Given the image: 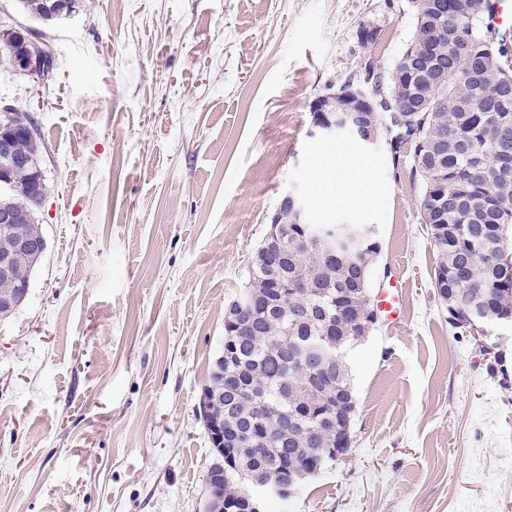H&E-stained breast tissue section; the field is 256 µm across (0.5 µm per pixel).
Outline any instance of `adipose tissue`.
Listing matches in <instances>:
<instances>
[{"mask_svg":"<svg viewBox=\"0 0 512 512\" xmlns=\"http://www.w3.org/2000/svg\"><path fill=\"white\" fill-rule=\"evenodd\" d=\"M341 163L345 176L338 182V193L344 202L356 211H365L374 195L373 183L365 172L364 161L350 148L339 145L317 165L312 173L313 185L320 202H327L328 192L324 171L334 163Z\"/></svg>","mask_w":512,"mask_h":512,"instance_id":"obj_1","label":"adipose tissue"}]
</instances>
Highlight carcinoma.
<instances>
[{
	"label": "carcinoma",
	"instance_id": "1",
	"mask_svg": "<svg viewBox=\"0 0 512 512\" xmlns=\"http://www.w3.org/2000/svg\"><path fill=\"white\" fill-rule=\"evenodd\" d=\"M23 12L48 27L54 23L43 0H18ZM415 28L397 61L401 70L408 59L437 84L430 99H413L399 91L398 81L378 73L370 83L381 87L398 105L404 134L390 140L392 155L409 146L414 172L424 184L421 217L428 224L440 256L434 273L448 276L447 305L454 308L458 328L467 327L465 305L459 297H482L488 307L512 317V264L499 261L506 242L512 243V152L497 150L501 136L512 138V47L494 38L490 25L497 0H412ZM441 19V30L426 28L427 19ZM285 225L288 260L281 276L290 281L303 278L308 287L259 317L254 331L235 338L237 356L217 359L207 385L216 386L226 375H239L244 392L236 403L237 416L225 422L231 433L236 417L277 438L276 450L263 444L242 450V474L224 482V496L237 500L247 512L243 482L251 474L268 472L288 464L309 476V464L329 447L330 434L314 415L302 426L291 428L288 417L299 403L322 402L320 387L309 369L288 364V344L295 339L316 343L325 336L360 337L357 314L340 318L324 295L354 289L359 311L370 295L368 279L378 246L366 252L363 268L341 254L324 258L303 245V227L291 223L281 211ZM42 257L40 252L15 257L13 277L0 279V293L26 288L30 273ZM267 265L256 251L249 268L248 289L263 294L267 288ZM336 408L357 399L350 368L336 369Z\"/></svg>",
	"mask_w": 512,
	"mask_h": 512
}]
</instances>
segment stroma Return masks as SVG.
<instances>
[{"label":"stroma","instance_id":"35a3bbf8","mask_svg":"<svg viewBox=\"0 0 512 512\" xmlns=\"http://www.w3.org/2000/svg\"><path fill=\"white\" fill-rule=\"evenodd\" d=\"M81 3L45 29L0 0V28L55 53L41 81L0 53V100L34 117L48 185L46 250L0 320V512H204L200 392L290 191L309 223L373 229L372 291L401 282L404 317L350 354L347 454L265 512H512V323L491 328L493 357L449 324L411 155L361 148L362 214L320 208L311 183L356 143L313 135V102L393 73L409 0Z\"/></svg>","mask_w":512,"mask_h":512}]
</instances>
